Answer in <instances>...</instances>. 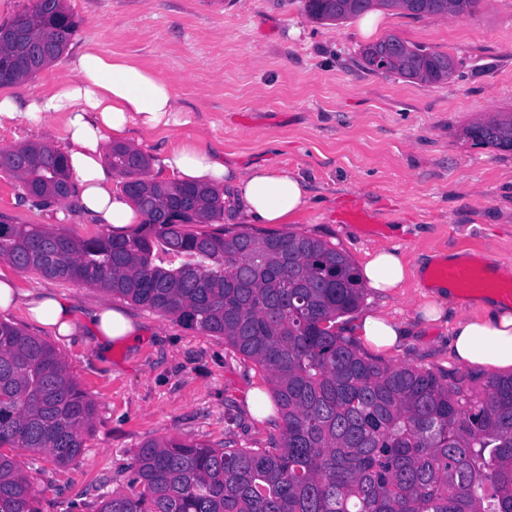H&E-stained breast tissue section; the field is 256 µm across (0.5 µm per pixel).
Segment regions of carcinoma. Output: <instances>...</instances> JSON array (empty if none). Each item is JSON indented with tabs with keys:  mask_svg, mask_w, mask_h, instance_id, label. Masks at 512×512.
<instances>
[{
	"mask_svg": "<svg viewBox=\"0 0 512 512\" xmlns=\"http://www.w3.org/2000/svg\"><path fill=\"white\" fill-rule=\"evenodd\" d=\"M63 0H34L0 28V86L57 60L77 22ZM383 9L440 16L448 0H381ZM307 15L339 22L356 0H305ZM400 51L389 73L438 84L456 68L445 52L389 34ZM486 144L512 149V113L482 120ZM123 192L144 216L133 232L76 238L0 221V259L21 271L75 281L169 314L264 371L280 421L264 448L192 440L144 442L129 491L98 496L97 512H512V375L481 390L392 365L336 333L363 288L350 258L297 232L212 227L222 194L145 178L149 158L114 144L107 153ZM0 173L30 197L71 193L61 152L47 144L0 149ZM95 415L60 354L0 321V512H38L40 490L17 456L65 467L85 447Z\"/></svg>",
	"mask_w": 512,
	"mask_h": 512,
	"instance_id": "obj_1",
	"label": "carcinoma"
}]
</instances>
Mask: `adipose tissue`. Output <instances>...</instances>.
Here are the masks:
<instances>
[{
    "mask_svg": "<svg viewBox=\"0 0 512 512\" xmlns=\"http://www.w3.org/2000/svg\"><path fill=\"white\" fill-rule=\"evenodd\" d=\"M62 117L68 168L79 185L72 210L116 233L130 230L142 215L126 196L114 192L115 176L104 162L112 143L134 144L136 136L188 125L190 119L171 84L156 70L136 60L110 55L88 45L73 60L68 76L47 94L27 97L0 95V125L24 119L44 125ZM159 171L172 181L202 184L224 193V212L248 224H293L307 211L310 188L299 170L255 164L247 168L216 154L202 136L167 149ZM398 249L368 252L358 277L369 288L388 296L414 272ZM29 316L60 335L75 330L71 300L42 294L26 303ZM426 321L452 318L451 349L455 359L481 370L512 369V308L490 297L461 305L452 286L437 285L421 307ZM101 350L114 340L137 342L138 330L124 312L104 308L91 322ZM350 334L368 348L390 350L405 338V325L383 312L367 313L349 326Z\"/></svg>",
    "mask_w": 512,
    "mask_h": 512,
    "instance_id": "adipose-tissue-1",
    "label": "adipose tissue"
}]
</instances>
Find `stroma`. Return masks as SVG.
<instances>
[{
  "instance_id": "35a3bbf8",
  "label": "stroma",
  "mask_w": 512,
  "mask_h": 512,
  "mask_svg": "<svg viewBox=\"0 0 512 512\" xmlns=\"http://www.w3.org/2000/svg\"><path fill=\"white\" fill-rule=\"evenodd\" d=\"M78 23L65 53L17 94L48 93L69 72L84 44L159 70L190 112L188 126L145 136L142 150L190 133L206 136L228 161L299 169L309 182V210L295 232L323 241L361 264L380 246L412 261L463 252L496 261L512 281V151L477 144L469 125L512 112V0H481L475 17L385 13L377 37L395 34L456 59L440 84L413 83L366 70L368 44L358 18L317 23L302 0H64ZM63 121L38 127L19 120L0 127V147L64 146ZM58 204L42 206L0 174V220L62 226L81 239L105 233L86 219L59 224ZM22 292L70 299L78 328L56 336L31 322L24 306L0 310V321L49 342L96 402L81 455L67 468L39 459L29 470L40 512H94L97 497L126 489L128 465L151 438L178 437L236 448L265 447L270 429L245 404L265 386L263 372L170 315L98 289L16 271ZM432 275L414 276L397 293L365 290L360 311L381 309L411 334L383 361L430 370L470 386L487 375L452 357L445 325L417 320ZM103 306L125 309L139 343L100 354L88 325Z\"/></svg>"
}]
</instances>
